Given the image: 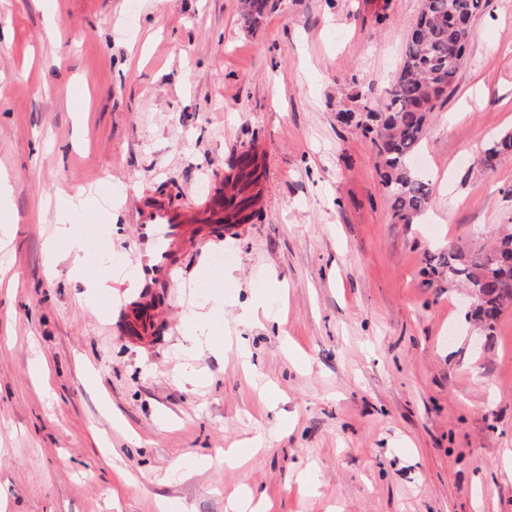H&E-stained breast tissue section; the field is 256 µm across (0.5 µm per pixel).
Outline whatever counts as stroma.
I'll return each mask as SVG.
<instances>
[{"label": "stroma", "instance_id": "stroma-1", "mask_svg": "<svg viewBox=\"0 0 512 512\" xmlns=\"http://www.w3.org/2000/svg\"><path fill=\"white\" fill-rule=\"evenodd\" d=\"M38 4L0 0V512H230L236 490L268 512H512V309L474 349L459 293L421 274L428 252L512 224V156L473 165L512 133V0L473 21L410 224L337 114L382 108L420 0H278L254 29L241 0ZM251 149L256 217L220 237L190 227L153 336L130 340V207L189 206ZM101 186L112 201L81 230L120 278L100 315L47 252L58 191ZM215 296L219 351L185 320ZM260 302L271 318L252 316Z\"/></svg>", "mask_w": 512, "mask_h": 512}]
</instances>
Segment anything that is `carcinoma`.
I'll return each instance as SVG.
<instances>
[{
	"mask_svg": "<svg viewBox=\"0 0 512 512\" xmlns=\"http://www.w3.org/2000/svg\"><path fill=\"white\" fill-rule=\"evenodd\" d=\"M486 4L487 0H421L385 106L379 111L347 109L337 114L339 122L348 125L353 119L356 127L371 136L381 184L396 222L412 223L430 203L432 182L412 167L411 160L421 148L436 101L456 79L463 59L458 49L470 42L473 20ZM271 8L270 0H242L241 16L253 28ZM506 154H512L511 134L491 139L479 165ZM231 168L238 169L239 189L230 203L229 219L242 223L252 217V191L261 173L254 161L233 163ZM426 269L429 285L446 276L448 284L480 295L479 305L465 316L480 332L484 347H491L499 318L512 307V224L502 225L501 235L487 248L450 245L429 255Z\"/></svg>",
	"mask_w": 512,
	"mask_h": 512,
	"instance_id": "cac0c4a2",
	"label": "carcinoma"
}]
</instances>
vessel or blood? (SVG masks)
<instances>
[{
  "label": "vessel or blood",
  "mask_w": 512,
  "mask_h": 512,
  "mask_svg": "<svg viewBox=\"0 0 512 512\" xmlns=\"http://www.w3.org/2000/svg\"><path fill=\"white\" fill-rule=\"evenodd\" d=\"M234 193L231 187L211 191L196 207L185 210L158 198L132 208L130 218L138 228L135 288L140 295L150 296L172 281L178 270L176 250L186 225L222 223L227 212L224 199Z\"/></svg>",
  "instance_id": "b4317fda"
}]
</instances>
